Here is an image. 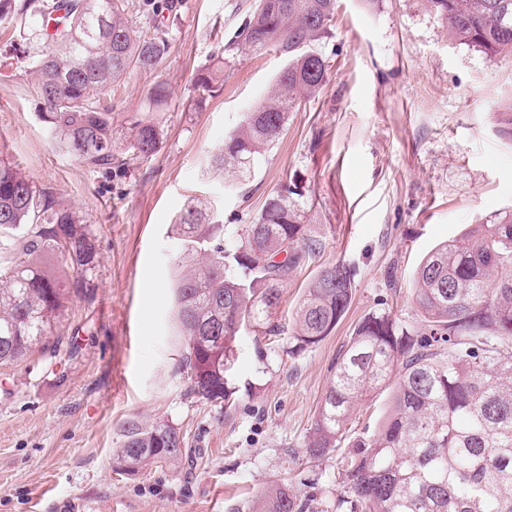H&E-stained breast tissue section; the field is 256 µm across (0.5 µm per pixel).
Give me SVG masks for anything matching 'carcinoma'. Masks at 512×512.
I'll return each instance as SVG.
<instances>
[{"mask_svg":"<svg viewBox=\"0 0 512 512\" xmlns=\"http://www.w3.org/2000/svg\"><path fill=\"white\" fill-rule=\"evenodd\" d=\"M452 36L495 55L512 53V0H428ZM167 9L147 0H0V27L31 32L25 59L35 75L40 114L59 150L103 173L115 152L158 151L162 129L154 113L168 107L161 84L147 90L130 135L114 134L112 87L138 69L158 68L168 32L144 30ZM336 0H256L228 50L274 49L286 59L269 96L242 115L224 145L207 158L217 170L251 165L280 139L294 105L322 90L327 66L313 46L329 33ZM224 57L195 74V106L224 80ZM286 186L269 196L241 245L224 251V224L193 198L173 230L194 268L174 283L175 317L183 339L182 366L199 399L236 403V340L243 329L277 336L273 320L281 285L316 258L324 242ZM97 238L74 210L35 184L0 150V368L27 356L51 335L69 288L87 287L98 263ZM55 256L77 274L71 283L50 263ZM413 326L371 311L336 353L333 375L305 441L320 459L339 447L356 405L391 390L381 428L353 439L342 466L343 512H512V212L477 224L433 248L413 274ZM353 300V273L336 263L317 273L289 328L288 354L323 341ZM41 356L62 364L61 343ZM184 444L173 425H131L116 454L119 468L176 458ZM307 504L271 484L249 512H304Z\"/></svg>","mask_w":512,"mask_h":512,"instance_id":"carcinoma-1","label":"carcinoma"}]
</instances>
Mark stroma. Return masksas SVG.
<instances>
[{"label": "stroma", "mask_w": 512, "mask_h": 512, "mask_svg": "<svg viewBox=\"0 0 512 512\" xmlns=\"http://www.w3.org/2000/svg\"><path fill=\"white\" fill-rule=\"evenodd\" d=\"M253 5L178 0L163 65L112 95L119 125L164 83L162 143L148 158L119 151L108 177L56 148L24 59L0 36V149L82 216L100 249L88 288L54 329L76 353L52 370L36 350L0 369V512H248L271 484L307 512H336L342 453L314 460L304 442L337 350L374 309L418 325L410 288L422 259L512 211V54L461 44L427 0H337L317 45L328 69L321 94L291 110L249 173L207 172V156L285 64L273 50L224 54ZM217 55L224 84L192 111L194 75ZM287 183L325 248L282 285L275 322L288 323L320 268L337 262L355 271L352 304L295 357L287 336L271 344L241 332L239 401L198 399L181 367L172 285L185 244L171 226L189 196L202 197L225 226V249H236L238 226ZM157 421L180 430L181 455L126 474L114 461L126 428Z\"/></svg>", "instance_id": "obj_1"}]
</instances>
